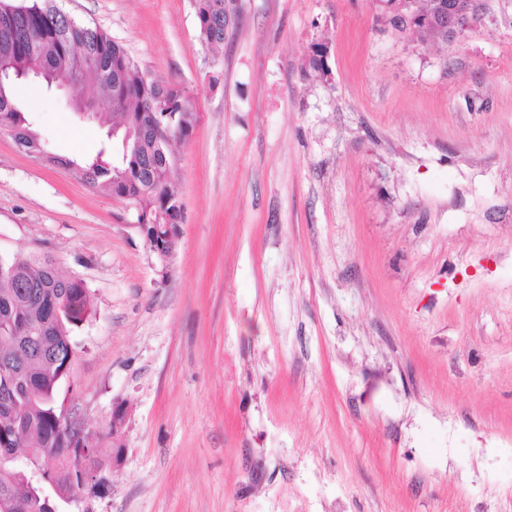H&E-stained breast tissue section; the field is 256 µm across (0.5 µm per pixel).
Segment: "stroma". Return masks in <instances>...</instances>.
<instances>
[{
  "instance_id": "35a3bbf8",
  "label": "stroma",
  "mask_w": 512,
  "mask_h": 512,
  "mask_svg": "<svg viewBox=\"0 0 512 512\" xmlns=\"http://www.w3.org/2000/svg\"><path fill=\"white\" fill-rule=\"evenodd\" d=\"M57 4L197 112L165 263L0 132V256L91 296L58 396L103 481L67 512H512V0L439 45L376 0H238L219 52L192 0ZM14 96L46 150L102 148L63 91Z\"/></svg>"
}]
</instances>
